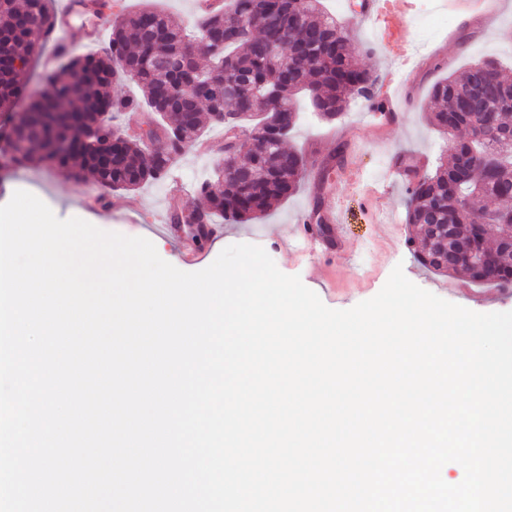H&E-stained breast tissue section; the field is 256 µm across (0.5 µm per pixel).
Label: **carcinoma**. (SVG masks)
I'll return each instance as SVG.
<instances>
[{"label": "carcinoma", "instance_id": "cac0c4a2", "mask_svg": "<svg viewBox=\"0 0 512 512\" xmlns=\"http://www.w3.org/2000/svg\"><path fill=\"white\" fill-rule=\"evenodd\" d=\"M51 0H0V40L20 69H0V112L24 101L11 131L17 138L9 170L42 166L77 181L85 170L112 190L135 191L163 178L199 137L202 113L214 123L231 113L233 126L255 128L278 115L276 97L287 105L286 127L299 120L293 97L305 92L324 120L341 116L351 99L373 97V74L352 57L347 30L321 8V0H226L224 10L202 14L196 35L146 6L111 23L107 43L93 53H71L51 72L39 69L43 33L51 25ZM294 44L279 53L271 44L285 24ZM132 80L142 97L112 96V85ZM432 126L443 134L465 132L434 172L414 176L406 198V221L418 229L413 258L438 274H463L479 286L512 285V242L475 227L465 208L497 200L500 223L512 225V165L483 164V156L512 157V81L493 59L437 81L431 90ZM155 114L167 136L154 151L134 140L112 148V118L119 112ZM308 159L271 137L247 162L224 159V178H208L200 191L208 201L207 223L219 216L232 224L260 218L293 194ZM474 240L483 261L460 256L459 243Z\"/></svg>", "mask_w": 512, "mask_h": 512}]
</instances>
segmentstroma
<instances>
[{"mask_svg": "<svg viewBox=\"0 0 512 512\" xmlns=\"http://www.w3.org/2000/svg\"><path fill=\"white\" fill-rule=\"evenodd\" d=\"M324 4L357 42L354 57L359 66L383 74L406 71L404 112L396 123L378 131L361 100H353L331 123L312 112L307 101H299L301 118L288 146L304 153L314 140L321 157L327 158L342 143L346 146L344 162L323 171L310 165L297 190L273 204L260 219L223 224V234L216 240L165 241L160 257L182 271L196 272L211 265L224 247L255 244L264 248L281 272L299 276L332 309H349L374 297L399 265L410 281L444 300L478 313L490 305L500 312L512 311V291L478 286L461 275H439L414 260L409 239L416 231L405 222L406 185L401 176L381 171L384 160L414 155L424 156L425 168L430 171L447 155V135L428 125L424 117L437 79L485 58L496 59L512 74V0H444L451 27L423 31L411 25L408 44L395 58L376 46L370 29L355 23L354 0H324ZM223 135L222 127L206 124L203 138L215 144V152L202 154L190 148L167 177L130 193L101 187L92 177L77 183L40 167L0 175V205L22 189L39 197L58 218L77 217L105 231L156 241L162 239L156 224L163 210L203 206L198 171L213 169L223 158ZM88 187L100 195L93 208L82 204ZM320 194L342 200L336 221L346 233V251L333 258L292 252L286 244L299 216L312 213Z\"/></svg>", "mask_w": 512, "mask_h": 512, "instance_id": "1", "label": "stroma"}]
</instances>
